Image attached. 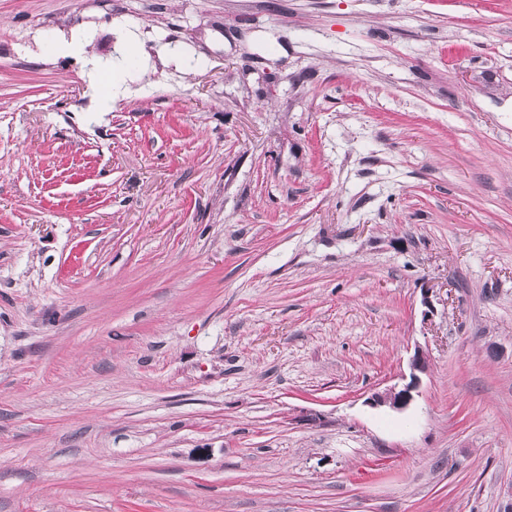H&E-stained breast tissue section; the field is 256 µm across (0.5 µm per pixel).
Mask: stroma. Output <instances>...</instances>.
Returning a JSON list of instances; mask_svg holds the SVG:
<instances>
[{"mask_svg":"<svg viewBox=\"0 0 512 512\" xmlns=\"http://www.w3.org/2000/svg\"><path fill=\"white\" fill-rule=\"evenodd\" d=\"M0 512H512V0H0ZM428 362L426 357L422 353H415L411 363V381L405 385L402 389L397 390L396 387H392L384 393L378 394L373 399L376 405H385L394 410L406 409L414 399L413 392L416 390L419 383V377L415 372L423 373L426 371Z\"/></svg>","mask_w":512,"mask_h":512,"instance_id":"1","label":"stroma"}]
</instances>
